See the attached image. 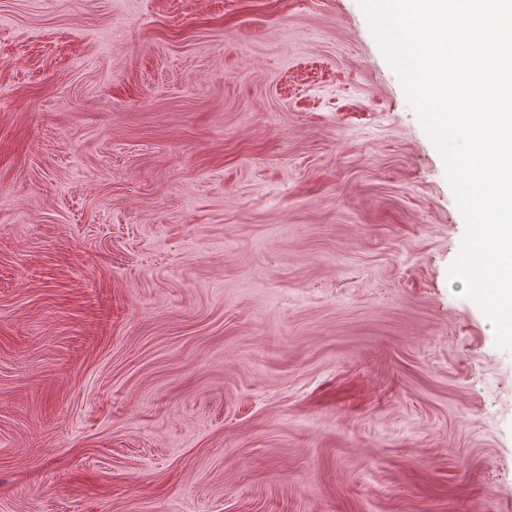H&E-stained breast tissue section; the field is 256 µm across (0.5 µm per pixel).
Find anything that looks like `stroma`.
Instances as JSON below:
<instances>
[{
    "label": "stroma",
    "instance_id": "35a3bbf8",
    "mask_svg": "<svg viewBox=\"0 0 512 512\" xmlns=\"http://www.w3.org/2000/svg\"><path fill=\"white\" fill-rule=\"evenodd\" d=\"M358 0H0V512H512V352Z\"/></svg>",
    "mask_w": 512,
    "mask_h": 512
}]
</instances>
